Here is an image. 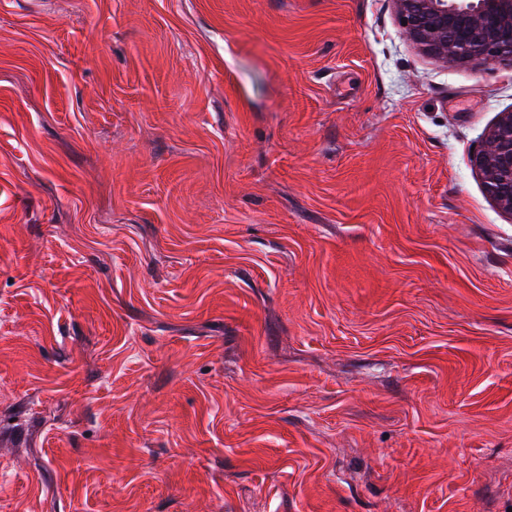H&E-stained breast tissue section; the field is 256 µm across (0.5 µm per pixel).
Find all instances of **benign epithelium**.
<instances>
[{"instance_id":"7a95c632","label":"benign epithelium","mask_w":512,"mask_h":512,"mask_svg":"<svg viewBox=\"0 0 512 512\" xmlns=\"http://www.w3.org/2000/svg\"><path fill=\"white\" fill-rule=\"evenodd\" d=\"M419 51L446 64L512 66V0H393ZM484 190L512 216V109L499 114L473 156Z\"/></svg>"}]
</instances>
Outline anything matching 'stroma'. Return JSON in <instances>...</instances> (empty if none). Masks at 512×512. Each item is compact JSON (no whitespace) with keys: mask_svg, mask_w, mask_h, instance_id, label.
Wrapping results in <instances>:
<instances>
[{"mask_svg":"<svg viewBox=\"0 0 512 512\" xmlns=\"http://www.w3.org/2000/svg\"><path fill=\"white\" fill-rule=\"evenodd\" d=\"M510 109L392 0H0V512H512ZM473 163L487 196L512 217V109L499 114L474 154Z\"/></svg>","mask_w":512,"mask_h":512,"instance_id":"stroma-1","label":"stroma"}]
</instances>
